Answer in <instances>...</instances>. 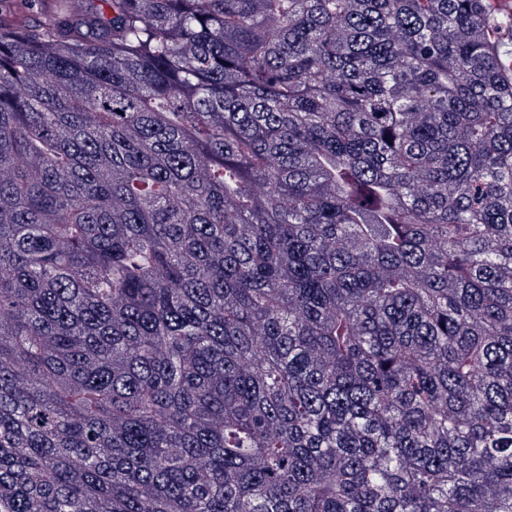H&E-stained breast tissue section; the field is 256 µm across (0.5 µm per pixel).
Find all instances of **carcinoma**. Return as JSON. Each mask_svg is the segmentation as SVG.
<instances>
[{"label": "carcinoma", "instance_id": "carcinoma-1", "mask_svg": "<svg viewBox=\"0 0 512 512\" xmlns=\"http://www.w3.org/2000/svg\"><path fill=\"white\" fill-rule=\"evenodd\" d=\"M0 512H512V16L0 0Z\"/></svg>", "mask_w": 512, "mask_h": 512}]
</instances>
